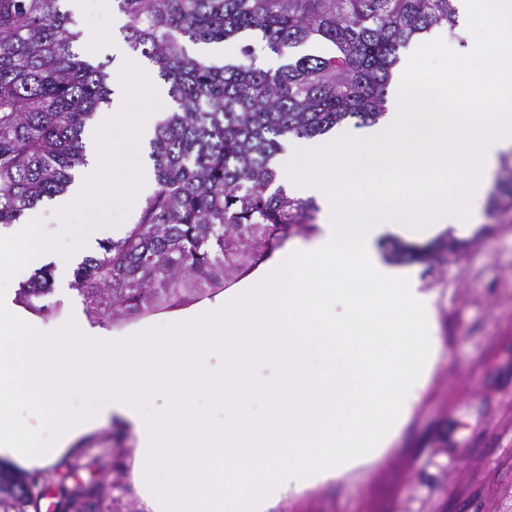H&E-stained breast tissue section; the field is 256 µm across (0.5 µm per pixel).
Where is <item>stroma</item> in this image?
I'll return each instance as SVG.
<instances>
[{"instance_id": "1", "label": "stroma", "mask_w": 512, "mask_h": 512, "mask_svg": "<svg viewBox=\"0 0 512 512\" xmlns=\"http://www.w3.org/2000/svg\"><path fill=\"white\" fill-rule=\"evenodd\" d=\"M447 262L395 255L401 240L378 243L381 257L412 269L434 292L441 350L435 375L385 457L311 488L289 492L268 512H512V212H482L465 238L446 231ZM215 292L170 309L102 323L133 335L223 299ZM136 436L120 418L79 439L55 463L71 483L111 485L107 512H151L135 477Z\"/></svg>"}]
</instances>
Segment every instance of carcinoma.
<instances>
[{
  "instance_id": "1",
  "label": "carcinoma",
  "mask_w": 512,
  "mask_h": 512,
  "mask_svg": "<svg viewBox=\"0 0 512 512\" xmlns=\"http://www.w3.org/2000/svg\"><path fill=\"white\" fill-rule=\"evenodd\" d=\"M62 0H0V224L66 194L86 163L82 133L110 105L108 63L81 57L80 31ZM129 18L128 47L170 84L176 109L151 142L155 188L134 224L75 269L86 313L118 321L203 296L254 267L316 210L288 196L274 158L290 138H314L388 111L400 49L445 28L455 0H114ZM256 38L282 60L218 65L183 41ZM512 210L503 162L491 215ZM52 270L22 289L48 294ZM38 481L0 465V512H29ZM63 512H97L101 483L63 491Z\"/></svg>"
}]
</instances>
